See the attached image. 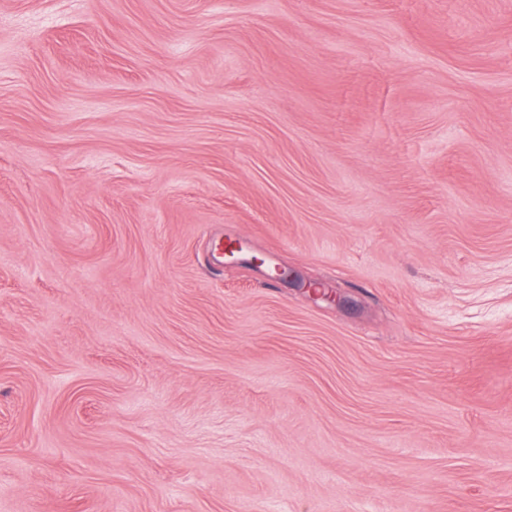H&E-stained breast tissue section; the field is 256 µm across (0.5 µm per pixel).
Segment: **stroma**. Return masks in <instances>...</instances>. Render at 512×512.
<instances>
[{
    "instance_id": "obj_1",
    "label": "stroma",
    "mask_w": 512,
    "mask_h": 512,
    "mask_svg": "<svg viewBox=\"0 0 512 512\" xmlns=\"http://www.w3.org/2000/svg\"><path fill=\"white\" fill-rule=\"evenodd\" d=\"M0 512H512V0H0Z\"/></svg>"
}]
</instances>
